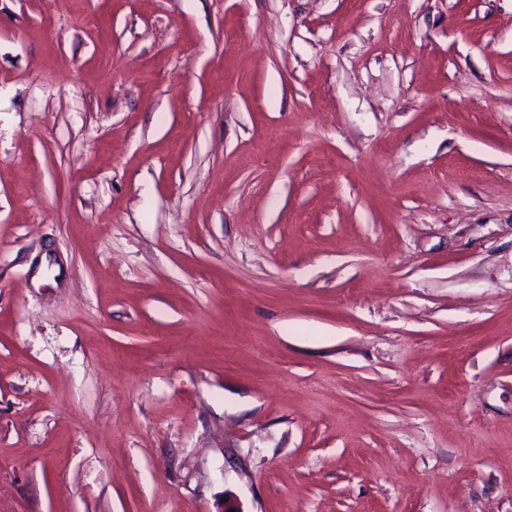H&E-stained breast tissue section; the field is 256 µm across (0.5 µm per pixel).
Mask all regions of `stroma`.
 Listing matches in <instances>:
<instances>
[{"mask_svg":"<svg viewBox=\"0 0 512 512\" xmlns=\"http://www.w3.org/2000/svg\"><path fill=\"white\" fill-rule=\"evenodd\" d=\"M512 512V0H0V512Z\"/></svg>","mask_w":512,"mask_h":512,"instance_id":"obj_1","label":"stroma"}]
</instances>
